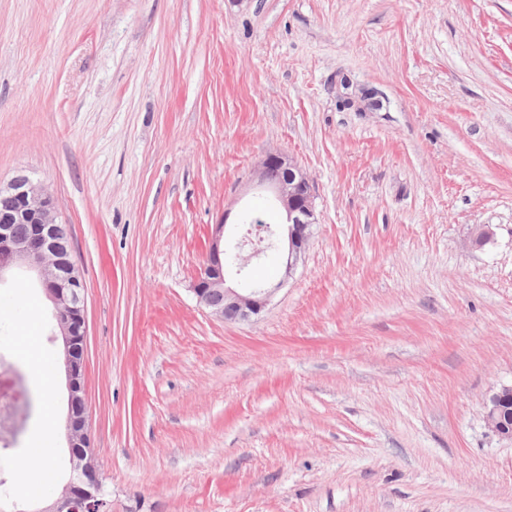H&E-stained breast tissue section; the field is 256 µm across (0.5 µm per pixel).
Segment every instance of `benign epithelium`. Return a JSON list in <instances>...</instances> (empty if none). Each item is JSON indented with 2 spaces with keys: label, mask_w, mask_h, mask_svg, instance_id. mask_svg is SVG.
Listing matches in <instances>:
<instances>
[{
  "label": "benign epithelium",
  "mask_w": 512,
  "mask_h": 512,
  "mask_svg": "<svg viewBox=\"0 0 512 512\" xmlns=\"http://www.w3.org/2000/svg\"><path fill=\"white\" fill-rule=\"evenodd\" d=\"M253 185L267 194L284 216L276 230L275 254L283 259L282 279L305 255L315 219V192L310 176L280 151L268 152L253 172ZM27 228L25 236L16 226ZM260 252L249 254L226 239V225L216 224L208 252L193 284L197 302L224 322L247 321L271 302L275 289L250 283L246 271ZM17 270L32 275L58 317L69 380L68 434L71 478L52 504V512H103L106 491L99 470L76 462L75 448L95 454L88 437L83 397V347L86 336L84 282L72 259L66 224L58 220L53 197L26 174L0 183V282ZM494 432L512 439V385L501 387L486 403Z\"/></svg>",
  "instance_id": "1"
}]
</instances>
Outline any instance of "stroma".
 <instances>
[{
	"instance_id": "1",
	"label": "stroma",
	"mask_w": 512,
	"mask_h": 512,
	"mask_svg": "<svg viewBox=\"0 0 512 512\" xmlns=\"http://www.w3.org/2000/svg\"><path fill=\"white\" fill-rule=\"evenodd\" d=\"M270 150L317 222L288 281L249 266L269 308L225 323L191 288L214 224L282 223L251 184ZM21 171L85 282L108 512H512L485 409L512 385V0H0V181ZM51 308L0 285L30 398L0 475L33 506L69 478Z\"/></svg>"
}]
</instances>
